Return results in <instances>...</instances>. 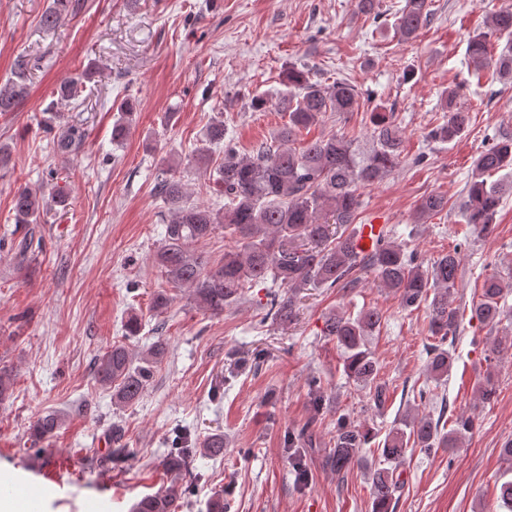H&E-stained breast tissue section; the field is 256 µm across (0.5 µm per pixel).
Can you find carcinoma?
<instances>
[{"label": "carcinoma", "mask_w": 512, "mask_h": 512, "mask_svg": "<svg viewBox=\"0 0 512 512\" xmlns=\"http://www.w3.org/2000/svg\"><path fill=\"white\" fill-rule=\"evenodd\" d=\"M432 0H404L395 13L394 30L398 39L409 42L430 21ZM70 0H52L41 15L40 24L55 28L69 12ZM506 40L501 52L495 43ZM466 54L470 75L481 83L492 72L503 80H512V8L491 14L487 29L468 36ZM88 77L61 81L56 94L65 101L77 96L78 84ZM283 89L277 92L278 110L284 113L274 137L244 156L224 146V162L215 183L224 194V210H212L187 200V187L176 170L161 174L158 194L168 205L169 220L164 224L163 245L157 262L166 281L176 288L189 289L199 307L212 314L224 312V306L240 299L245 289L272 279L282 288L270 295L268 315L285 325L298 320L301 294L311 288H354L358 272L371 271L381 285L397 296L402 308L429 309L427 378L437 384L448 381L454 358L445 348L455 343L464 330L460 308L453 306V295L461 278V256L455 246L424 265L416 254L407 251L397 231L381 228L379 239L369 252L355 247L359 229L354 227L361 207V189L379 183L403 163L400 130L394 112L377 106L371 112L373 146L358 152L346 136L331 134L310 141L301 148L294 144L302 131L321 121L328 112L346 114L359 106L357 88L344 81L330 85L313 82L302 68H288ZM28 96L24 74L0 84V112H11ZM459 92L444 93L448 118L428 132L433 142L451 143L469 128L470 112L458 105ZM112 125V142L119 144L129 131L132 104L125 101L117 108ZM224 121L212 122L204 143L196 151L201 162L208 160L210 146L224 142ZM86 139L83 125H66L54 142L57 152L69 155L78 151ZM503 173L501 179L489 178ZM512 137L501 136L478 153L461 203L465 224L480 237L495 230L496 215L506 192H512ZM66 206L67 196L52 189L51 201L45 190L21 187L13 195L12 211L17 224H38L48 203ZM448 200L438 194L424 197L418 204L414 223L423 224L442 212ZM230 237L234 246L224 251V261L206 268L192 245L210 238L218 230ZM19 256L41 250V241L24 235L15 245ZM512 283L491 275L484 279L480 294L472 305V317L482 324L496 325L504 318L507 295ZM382 314L375 310L356 315L338 312L330 315L325 333L336 339L344 352L343 365L348 381L368 390L369 400L378 410L388 401V389L378 381V364L367 347V338L379 330ZM166 344L157 341L141 352L114 345L98 355L93 363L97 379L113 388L117 404L131 406L147 389L154 369L163 360ZM445 407H439L437 419L429 415H406L392 427L379 448L380 463L369 468L373 512H388L400 485L399 467L407 449L430 453L438 448H458L474 428L473 417L461 413L447 422ZM59 426L54 414L40 417L32 427V444L49 440ZM370 429L351 415L336 418L333 447L324 454V463L340 476L351 464L362 461V450L369 444ZM313 446L308 428L288 434V460L300 482L308 477L305 460ZM200 453L217 458L224 453V435L206 436ZM188 449L173 447L165 456L164 467L173 476L164 490L143 496L134 512H176L186 487L178 476L186 464ZM500 507L512 512V478L496 484Z\"/></svg>", "instance_id": "cac0c4a2"}]
</instances>
